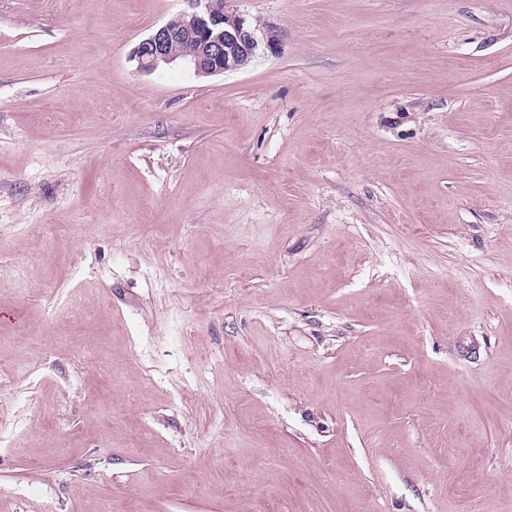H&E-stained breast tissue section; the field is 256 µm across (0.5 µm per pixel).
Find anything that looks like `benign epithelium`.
I'll return each mask as SVG.
<instances>
[{
  "mask_svg": "<svg viewBox=\"0 0 512 512\" xmlns=\"http://www.w3.org/2000/svg\"><path fill=\"white\" fill-rule=\"evenodd\" d=\"M187 9L179 16L189 19V33L198 49L178 55L172 51L179 32L166 22L157 26L133 49L136 69L152 73L161 65L183 62L198 76L221 75L245 65L259 50V40L246 18L229 0H183Z\"/></svg>",
  "mask_w": 512,
  "mask_h": 512,
  "instance_id": "benign-epithelium-1",
  "label": "benign epithelium"
}]
</instances>
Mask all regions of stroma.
<instances>
[{
	"label": "stroma",
	"instance_id": "obj_1",
	"mask_svg": "<svg viewBox=\"0 0 512 512\" xmlns=\"http://www.w3.org/2000/svg\"><path fill=\"white\" fill-rule=\"evenodd\" d=\"M0 0V512H512V0ZM187 9L178 15L189 18V33L198 43V49L178 55L172 51L179 32L174 26L182 25L175 16L157 26L133 49L131 60L136 69L152 73L162 64L183 62L197 76H214L245 65L259 50L254 29L228 0H182ZM171 23V24H170Z\"/></svg>",
	"mask_w": 512,
	"mask_h": 512
}]
</instances>
